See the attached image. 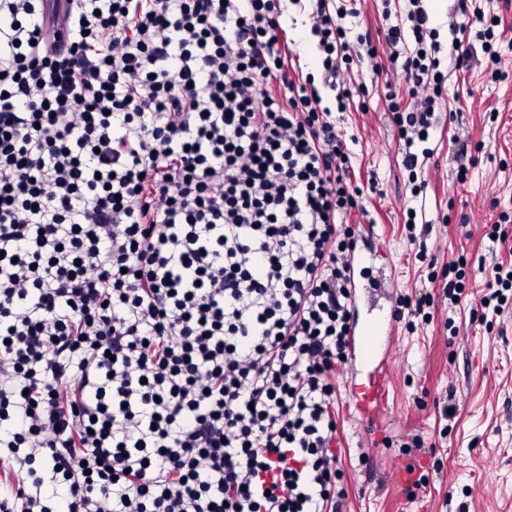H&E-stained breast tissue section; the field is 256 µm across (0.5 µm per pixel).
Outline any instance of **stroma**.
Segmentation results:
<instances>
[{
    "mask_svg": "<svg viewBox=\"0 0 512 512\" xmlns=\"http://www.w3.org/2000/svg\"><path fill=\"white\" fill-rule=\"evenodd\" d=\"M357 12L348 35V61L340 79L353 98L337 113L336 128L353 153L366 215L352 226L369 242L361 312L393 313L402 295L431 292L434 281L463 274L466 288L481 296L496 264H512V250L493 246L486 234L500 212L512 213V0H481L486 17L498 18L507 38L498 42L501 74L475 65L455 68L442 60L447 95L431 151L419 179L428 187L414 198L403 166L390 106L415 103L402 79L384 80L373 64L388 65L387 30L407 23L408 0H335ZM441 44L475 41L479 24L467 23L459 0H423ZM282 21L303 72H318L311 24L300 6L285 0ZM376 46L363 56L359 35ZM421 207L416 243L403 229L408 207ZM496 224V223H495ZM428 257H414L417 244ZM391 370L388 394L366 415L355 413L348 385L338 393L344 419L340 512H512V310L490 320L473 317L469 301L436 308L429 320L395 325L385 356ZM452 391L456 411L442 418L436 394ZM423 439L424 448L414 445ZM369 460L359 463L360 450ZM413 468L425 488L392 482L394 467Z\"/></svg>",
    "mask_w": 512,
    "mask_h": 512,
    "instance_id": "stroma-1",
    "label": "stroma"
}]
</instances>
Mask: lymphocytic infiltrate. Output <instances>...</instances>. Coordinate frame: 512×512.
<instances>
[{
	"instance_id": "lymphocytic-infiltrate-1",
	"label": "lymphocytic infiltrate",
	"mask_w": 512,
	"mask_h": 512,
	"mask_svg": "<svg viewBox=\"0 0 512 512\" xmlns=\"http://www.w3.org/2000/svg\"><path fill=\"white\" fill-rule=\"evenodd\" d=\"M278 2L0 0V512H336L347 29L313 0L300 77ZM410 5L412 173L475 56Z\"/></svg>"
}]
</instances>
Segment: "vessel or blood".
<instances>
[{
	"instance_id": "obj_1",
	"label": "vessel or blood",
	"mask_w": 512,
	"mask_h": 512,
	"mask_svg": "<svg viewBox=\"0 0 512 512\" xmlns=\"http://www.w3.org/2000/svg\"><path fill=\"white\" fill-rule=\"evenodd\" d=\"M393 327L387 322H357L349 339L348 353L351 361L370 370L367 383L355 395V407L365 412L370 404L382 401L390 382V373L380 355L379 341L391 338Z\"/></svg>"
}]
</instances>
